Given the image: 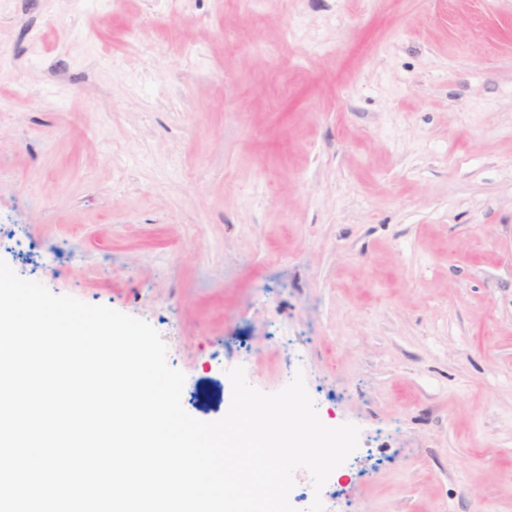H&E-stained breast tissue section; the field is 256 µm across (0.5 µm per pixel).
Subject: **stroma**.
<instances>
[{"mask_svg":"<svg viewBox=\"0 0 512 512\" xmlns=\"http://www.w3.org/2000/svg\"><path fill=\"white\" fill-rule=\"evenodd\" d=\"M0 259L148 322L185 411L303 375L326 512H512V0H0Z\"/></svg>","mask_w":512,"mask_h":512,"instance_id":"35a3bbf8","label":"stroma"}]
</instances>
